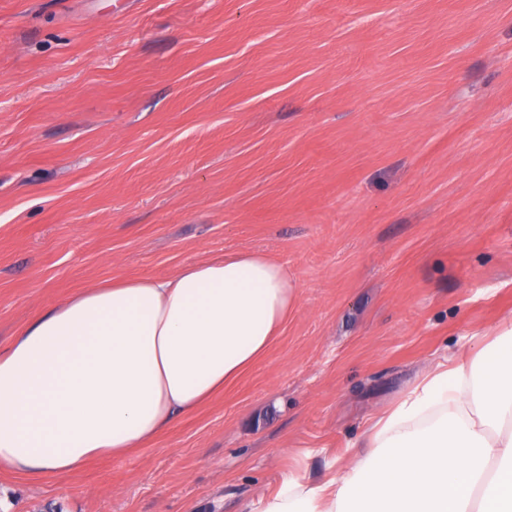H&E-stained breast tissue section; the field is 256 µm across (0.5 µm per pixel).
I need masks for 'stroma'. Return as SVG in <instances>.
Returning a JSON list of instances; mask_svg holds the SVG:
<instances>
[{"label":"stroma","mask_w":512,"mask_h":512,"mask_svg":"<svg viewBox=\"0 0 512 512\" xmlns=\"http://www.w3.org/2000/svg\"><path fill=\"white\" fill-rule=\"evenodd\" d=\"M287 265L269 354L11 512H259L512 319V0H0V348L112 277Z\"/></svg>","instance_id":"1"}]
</instances>
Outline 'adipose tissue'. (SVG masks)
I'll use <instances>...</instances> for the list:
<instances>
[{
  "label": "adipose tissue",
  "mask_w": 512,
  "mask_h": 512,
  "mask_svg": "<svg viewBox=\"0 0 512 512\" xmlns=\"http://www.w3.org/2000/svg\"><path fill=\"white\" fill-rule=\"evenodd\" d=\"M285 264L236 252L115 278L40 313L0 351V471L66 476L198 412L281 336ZM341 474L288 477L261 512H512V322L437 364Z\"/></svg>",
  "instance_id": "1"
}]
</instances>
